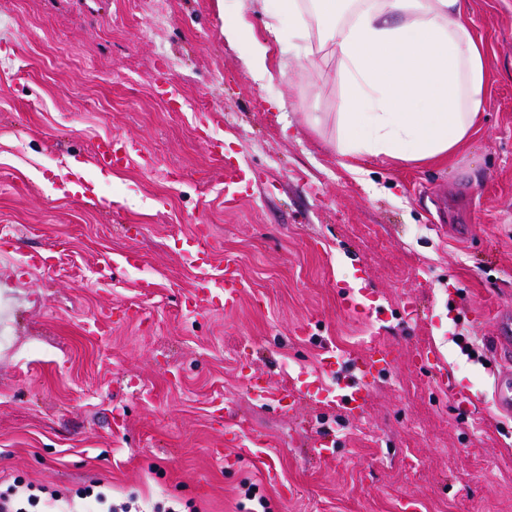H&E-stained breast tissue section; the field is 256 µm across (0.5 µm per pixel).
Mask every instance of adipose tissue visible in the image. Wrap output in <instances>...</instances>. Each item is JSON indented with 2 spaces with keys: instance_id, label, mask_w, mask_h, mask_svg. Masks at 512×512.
<instances>
[{
  "instance_id": "1",
  "label": "adipose tissue",
  "mask_w": 512,
  "mask_h": 512,
  "mask_svg": "<svg viewBox=\"0 0 512 512\" xmlns=\"http://www.w3.org/2000/svg\"><path fill=\"white\" fill-rule=\"evenodd\" d=\"M305 44L306 67L333 61L341 85L334 146L403 162L452 157L484 108L483 46L468 0H280ZM224 40L246 44L245 63L270 73L269 49L244 16Z\"/></svg>"
}]
</instances>
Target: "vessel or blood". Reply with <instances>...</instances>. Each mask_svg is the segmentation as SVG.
I'll use <instances>...</instances> for the list:
<instances>
[{"instance_id":"b4317fda","label":"vessel or blood","mask_w":512,"mask_h":512,"mask_svg":"<svg viewBox=\"0 0 512 512\" xmlns=\"http://www.w3.org/2000/svg\"><path fill=\"white\" fill-rule=\"evenodd\" d=\"M136 152L133 141L121 138H103L95 145V155L101 168L112 169L132 162ZM209 234L199 231L185 238L181 253L186 263L192 267L200 283L199 302L216 298L225 309L236 308L247 288L240 278L236 261L225 257L223 266L213 262L209 247ZM498 334L492 345L497 358L504 364L512 363V316L497 319ZM390 352L382 347H373L368 354L353 356L340 354L333 350L325 351L321 360V369L332 377L331 384L320 380H305L302 390H284L277 394V403L284 404L299 398L301 391H311L327 406L339 405L350 413L362 410L369 397V382L379 366L388 364Z\"/></svg>"}]
</instances>
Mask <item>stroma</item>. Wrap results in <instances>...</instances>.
Wrapping results in <instances>:
<instances>
[{"label": "stroma", "instance_id": "obj_1", "mask_svg": "<svg viewBox=\"0 0 512 512\" xmlns=\"http://www.w3.org/2000/svg\"><path fill=\"white\" fill-rule=\"evenodd\" d=\"M469 8L484 110L453 159L414 163L335 151V63L283 68L269 43L260 81L225 43L240 13L259 41L271 12L291 32L278 0H0V225L16 229L0 245V492L101 484L143 512H254L255 486L267 512H512L487 343L495 310H512V0ZM106 137L137 140L152 165L98 167ZM210 138L254 174L234 205ZM203 224L251 284L235 311L185 309L199 283L177 242ZM128 250L139 266L106 269ZM36 253L50 263L29 266ZM358 281L383 320L342 307L337 283ZM373 343L395 359L357 416L311 398L284 411L247 387L278 392L318 373L324 348ZM322 432L334 459L310 453ZM238 435L262 454L226 463Z\"/></svg>", "mask_w": 512, "mask_h": 512}]
</instances>
